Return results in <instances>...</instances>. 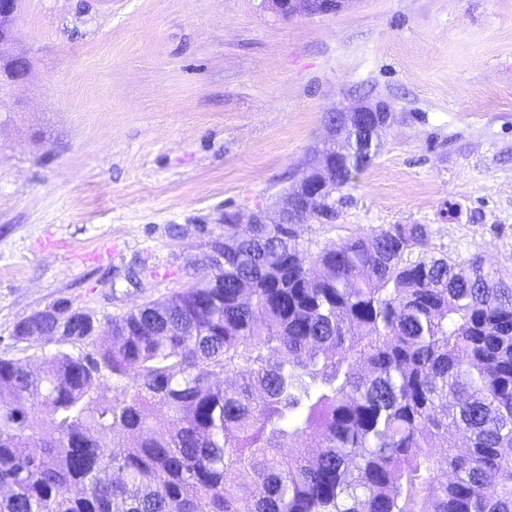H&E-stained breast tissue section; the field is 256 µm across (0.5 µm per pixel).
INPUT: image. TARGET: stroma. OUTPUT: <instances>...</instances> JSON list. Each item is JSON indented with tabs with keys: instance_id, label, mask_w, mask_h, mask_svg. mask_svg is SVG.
Here are the masks:
<instances>
[{
	"instance_id": "stroma-1",
	"label": "stroma",
	"mask_w": 512,
	"mask_h": 512,
	"mask_svg": "<svg viewBox=\"0 0 512 512\" xmlns=\"http://www.w3.org/2000/svg\"><path fill=\"white\" fill-rule=\"evenodd\" d=\"M0 85V357L65 301L112 317L187 287L226 215L274 214L325 118L390 105L372 164L298 225L331 245L428 224L438 253L512 269V0H21ZM283 17L297 14L324 15L336 12L347 0H264Z\"/></svg>"
}]
</instances>
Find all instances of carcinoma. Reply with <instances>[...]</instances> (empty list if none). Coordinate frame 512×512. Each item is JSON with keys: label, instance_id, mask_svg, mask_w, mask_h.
<instances>
[{"label": "carcinoma", "instance_id": "carcinoma-1", "mask_svg": "<svg viewBox=\"0 0 512 512\" xmlns=\"http://www.w3.org/2000/svg\"><path fill=\"white\" fill-rule=\"evenodd\" d=\"M369 165L336 156L331 191ZM218 237L224 264L102 341L65 302L14 326L80 350L0 357V512H512V270L428 224Z\"/></svg>", "mask_w": 512, "mask_h": 512}]
</instances>
